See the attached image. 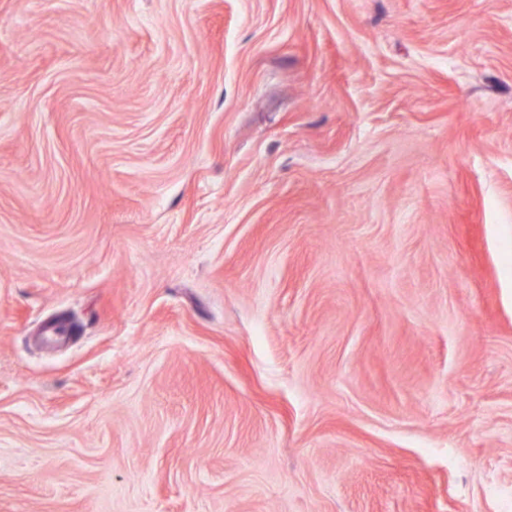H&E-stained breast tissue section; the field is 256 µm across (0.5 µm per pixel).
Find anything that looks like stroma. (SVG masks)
Instances as JSON below:
<instances>
[{"instance_id": "35a3bbf8", "label": "stroma", "mask_w": 512, "mask_h": 512, "mask_svg": "<svg viewBox=\"0 0 512 512\" xmlns=\"http://www.w3.org/2000/svg\"><path fill=\"white\" fill-rule=\"evenodd\" d=\"M0 512H512V0H0Z\"/></svg>"}]
</instances>
